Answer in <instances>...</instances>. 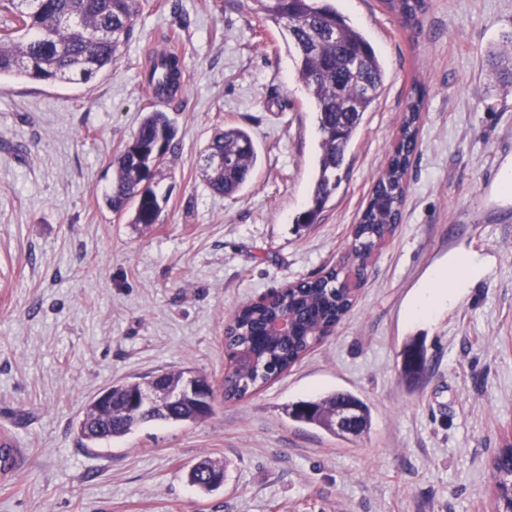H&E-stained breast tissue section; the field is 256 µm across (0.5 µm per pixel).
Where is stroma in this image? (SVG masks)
Listing matches in <instances>:
<instances>
[{
	"instance_id": "35a3bbf8",
	"label": "stroma",
	"mask_w": 512,
	"mask_h": 512,
	"mask_svg": "<svg viewBox=\"0 0 512 512\" xmlns=\"http://www.w3.org/2000/svg\"><path fill=\"white\" fill-rule=\"evenodd\" d=\"M428 3L417 36L381 0H334L374 44L385 87L304 227L315 112L259 14L142 0L120 56L90 83L0 80V433L21 450L0 472V512H492L490 462L512 438V83L487 54L512 32V0ZM173 45L176 148L157 176L172 193L142 231L103 196L113 158L158 106L141 91L145 63ZM417 82L402 220L333 334L205 422H150L83 447L76 423L96 393L183 368L220 382L231 314L345 256ZM218 126L245 128L260 153L232 197L200 175ZM438 268L463 287L432 321L410 320ZM412 342L426 356L415 379L402 370ZM334 391L369 405V433L344 440L288 416ZM207 456L227 477L203 495L186 472Z\"/></svg>"
}]
</instances>
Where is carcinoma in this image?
I'll use <instances>...</instances> for the list:
<instances>
[{"label": "carcinoma", "mask_w": 512, "mask_h": 512, "mask_svg": "<svg viewBox=\"0 0 512 512\" xmlns=\"http://www.w3.org/2000/svg\"><path fill=\"white\" fill-rule=\"evenodd\" d=\"M11 18L0 29V79L5 76L33 82L85 84L112 67L129 40L140 11V0H7ZM254 10L288 34L295 52L300 81L311 94L320 135L319 154L308 207L298 223L317 221L341 182L347 150L369 111L384 90V68L370 40L352 26L330 0H229ZM413 33L422 31L427 0H383ZM499 78L512 82V50L492 54ZM153 91L170 100L180 85V63L163 58ZM425 91L412 87L400 124V141L384 174L373 185L369 206L354 225L351 262L347 269L331 268L320 278L292 283L269 298L241 307L227 325L224 347L233 368L224 376L222 396L240 400L278 378L314 345L329 336L352 306L340 288L344 274L361 282L376 246L400 223L407 193V172L418 147L419 119ZM176 129L168 112L154 109L143 117L136 133L112 161L114 176L104 204L126 214L135 226L148 229L159 223L171 189L153 182L155 172L173 151ZM201 172L212 192L236 195L256 166L258 151L252 135L242 127H217L201 153ZM291 318L293 334L270 335L268 325ZM424 352L414 346L403 351L406 372L420 371ZM192 377L203 392L185 395L167 410H141L143 387L166 399L183 390ZM94 398L78 421L77 431L87 446L122 439L151 421L199 423L214 412L215 390L209 379L192 369L166 371L159 379L135 378L118 382ZM349 406L357 411L352 434L364 432L369 407L350 393L334 392L293 405L291 417L336 433L330 415ZM495 481L512 480V461L500 454L493 461ZM226 477L221 460L205 458L188 473L189 483L215 491Z\"/></svg>", "instance_id": "obj_1"}]
</instances>
